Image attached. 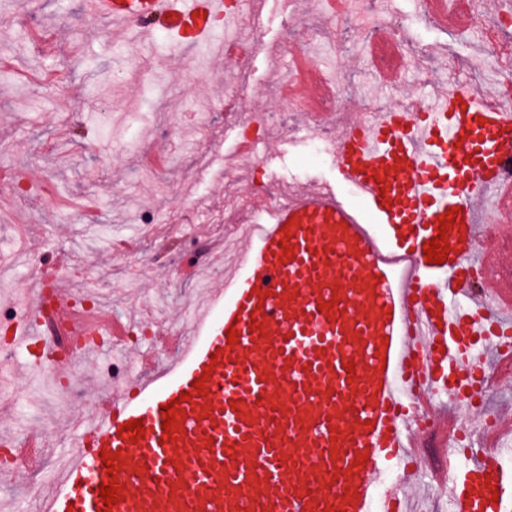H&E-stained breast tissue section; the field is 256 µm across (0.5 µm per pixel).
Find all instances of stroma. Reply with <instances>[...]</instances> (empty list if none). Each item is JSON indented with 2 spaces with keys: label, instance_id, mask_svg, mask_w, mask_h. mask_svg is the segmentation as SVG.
<instances>
[{
  "label": "stroma",
  "instance_id": "obj_1",
  "mask_svg": "<svg viewBox=\"0 0 512 512\" xmlns=\"http://www.w3.org/2000/svg\"><path fill=\"white\" fill-rule=\"evenodd\" d=\"M237 0L238 38L246 51L224 62L217 48L225 33L213 27L196 46L177 33L157 30L152 41L127 49L111 21L87 18L82 0H0V169L14 173L0 185V305L22 302L36 285L49 251H66L71 264L63 290L109 287L102 303L131 318L138 340L98 351L89 374L71 379L67 393L10 360L7 398H0V428L23 431L48 424L52 443L39 467L24 478H0V512H36L28 487L50 478L68 450V417L97 406L106 395L104 368L112 359L143 367L173 356L144 312L179 317L183 298L201 296L197 268L224 247L225 216L255 195V183L275 178L281 191L336 180L333 155L312 162L310 139L336 143V126L307 129L279 93L293 58L310 57L339 74L356 75L349 111L401 104L411 108L435 84L477 87L482 43L454 29L422 21L414 0H385L425 59L404 61V95L372 77L369 50L343 17L293 0ZM50 26L53 45L33 41ZM237 90L245 111L281 114V122L255 132L248 176L224 178V157L238 149L245 126L227 116L225 88ZM163 153L167 167H143L141 158ZM440 437L427 451L429 469L415 474L430 493L432 512H448L450 487L437 481L446 459Z\"/></svg>",
  "mask_w": 512,
  "mask_h": 512
}]
</instances>
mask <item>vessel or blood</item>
<instances>
[{"label":"vessel or blood","instance_id":"1","mask_svg":"<svg viewBox=\"0 0 512 512\" xmlns=\"http://www.w3.org/2000/svg\"><path fill=\"white\" fill-rule=\"evenodd\" d=\"M224 6L83 0L87 17L124 26L131 46L158 26L200 38ZM432 7L453 27L471 20V0ZM402 67L395 48L376 72L394 88ZM333 85L305 61L285 100L320 121L316 102ZM334 158L335 185L290 192L225 267L223 287L186 324L162 325V335L182 339L177 359L76 425L52 489H32L40 512H98L99 487L113 477L122 498L110 512H418L405 484L382 480L421 466L408 450L409 402L475 398L491 369L512 364V279L499 274L512 252L490 245L479 220L512 223V110L496 96L446 86L430 119L394 108L367 125L348 122ZM450 211L448 258L426 263L424 246ZM125 331L72 296L49 301L38 289L12 334L37 348L33 372L61 375L66 341L78 340L83 359L91 348L82 336ZM175 399L182 414L167 441L162 407ZM131 420L144 427L135 442L123 430ZM104 450L118 456L115 475ZM450 507L512 512V476L499 463L470 461Z\"/></svg>","mask_w":512,"mask_h":512}]
</instances>
